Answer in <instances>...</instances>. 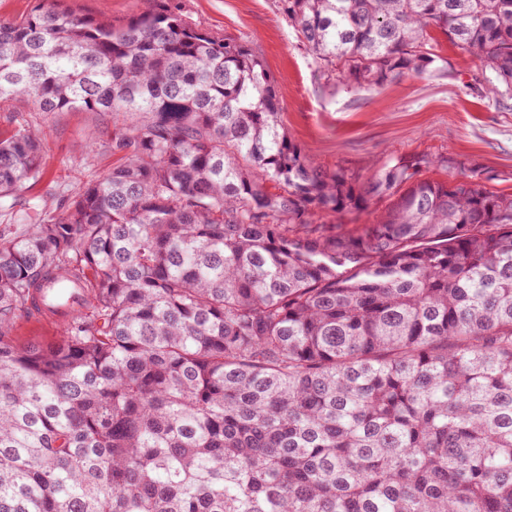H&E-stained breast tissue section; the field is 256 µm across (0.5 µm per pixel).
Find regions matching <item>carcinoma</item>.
<instances>
[{"label": "carcinoma", "instance_id": "cac0c4a2", "mask_svg": "<svg viewBox=\"0 0 512 512\" xmlns=\"http://www.w3.org/2000/svg\"><path fill=\"white\" fill-rule=\"evenodd\" d=\"M279 5L329 81L440 73L438 29L512 92V0ZM15 101L112 113L117 163L0 233V512H512V196L314 165L261 57L166 2L0 20ZM41 172L0 136V200ZM56 278L80 309L19 344ZM392 199L385 198L373 205L370 212L355 214L349 213L343 217L342 224L336 225L337 230L344 232L361 231L366 227V224L372 222L376 212H381L389 206ZM374 212V213H371ZM63 327L56 322L46 321L41 317L21 316L17 319L14 336L22 344L31 341L51 340L55 336H62Z\"/></svg>", "mask_w": 512, "mask_h": 512}]
</instances>
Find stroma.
I'll return each instance as SVG.
<instances>
[{"mask_svg": "<svg viewBox=\"0 0 512 512\" xmlns=\"http://www.w3.org/2000/svg\"><path fill=\"white\" fill-rule=\"evenodd\" d=\"M82 13L127 20L156 0H65ZM184 11L212 32L257 51L276 80L280 120L315 164L371 174L391 157L428 155L436 166L422 175L445 180L458 167L478 175L499 194H512V94L491 98L478 64L440 30L436 53L447 60L439 74L393 81L375 91L318 78L313 56L299 41L278 0H180ZM37 132L44 156L40 180L16 192L18 203L58 218L115 162L108 112H37L27 102L0 109V134L18 127ZM92 149H85L88 135Z\"/></svg>", "mask_w": 512, "mask_h": 512, "instance_id": "stroma-1", "label": "stroma"}]
</instances>
